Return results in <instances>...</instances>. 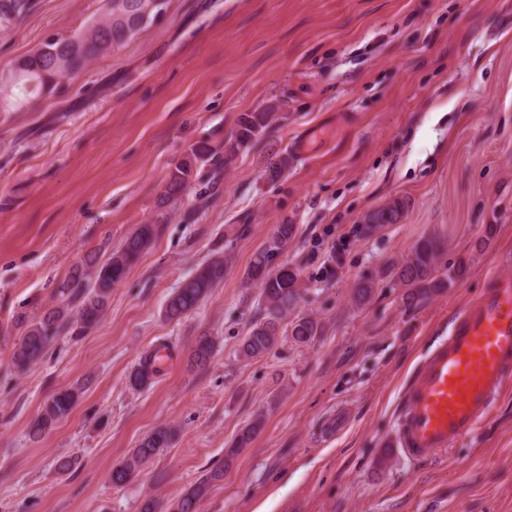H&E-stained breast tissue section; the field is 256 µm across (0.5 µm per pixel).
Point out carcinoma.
Wrapping results in <instances>:
<instances>
[{"label": "carcinoma", "instance_id": "obj_1", "mask_svg": "<svg viewBox=\"0 0 512 512\" xmlns=\"http://www.w3.org/2000/svg\"><path fill=\"white\" fill-rule=\"evenodd\" d=\"M151 0H107L104 15L83 31L71 36L51 37L36 51L19 58L8 72L0 73V107L22 109L35 93L56 90L62 79L83 72L97 57L116 45L131 40L146 31L155 18L140 24V13ZM36 7V0H0V32L28 16ZM274 112H248L224 139V164L258 144L273 122ZM212 150L204 144L190 148L186 156L169 173L165 196L180 197L198 164L207 162ZM289 158L281 155L270 161L264 176L278 180L288 168ZM404 205L394 200L369 213L364 219L366 231L371 232L384 224H395L403 216ZM159 221L140 224L130 234L121 249L112 253L101 264H90L88 272H76L59 284L55 294L62 303L47 310L39 318L26 323L24 334L11 356L13 367L25 373L47 353L54 339L67 330L80 336L103 317L112 294V288L126 276L127 270L138 260L158 234ZM295 234V226L281 224L267 246L251 263L248 280L259 285L263 302L261 317L255 320L243 338L240 348L245 358L269 353L276 345L282 322L298 304V272L282 266L269 269L272 254L282 251ZM440 247L434 239L418 242L410 255L393 269V277L405 288L406 305L417 307L431 297L451 287L466 274L464 263H458L445 278L437 274ZM224 280V257L216 256L200 265L166 301L165 316L179 320L210 294L212 288ZM374 283L366 279L353 291L357 305L366 304L374 293ZM290 336L299 343L311 341L318 333V323L309 316H297L289 323ZM216 341L207 334L199 336L192 350L191 360L198 367L206 366L215 350ZM154 375L150 357L139 359L130 373L129 381L135 386L145 385ZM79 388H69L51 395L41 413L30 427V433L39 437L65 419L79 400ZM174 431L161 428L143 437L129 457L111 471L112 485L125 487L140 472V466L158 452L169 447ZM223 476V470L213 469L201 475L194 485L170 505V512H198V504L205 498L210 484Z\"/></svg>", "mask_w": 512, "mask_h": 512}]
</instances>
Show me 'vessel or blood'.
Listing matches in <instances>:
<instances>
[{
    "mask_svg": "<svg viewBox=\"0 0 512 512\" xmlns=\"http://www.w3.org/2000/svg\"><path fill=\"white\" fill-rule=\"evenodd\" d=\"M510 385L512 277L497 275L417 365L403 395L397 448L413 461L434 459L473 432Z\"/></svg>",
    "mask_w": 512,
    "mask_h": 512,
    "instance_id": "vessel-or-blood-1",
    "label": "vessel or blood"
}]
</instances>
